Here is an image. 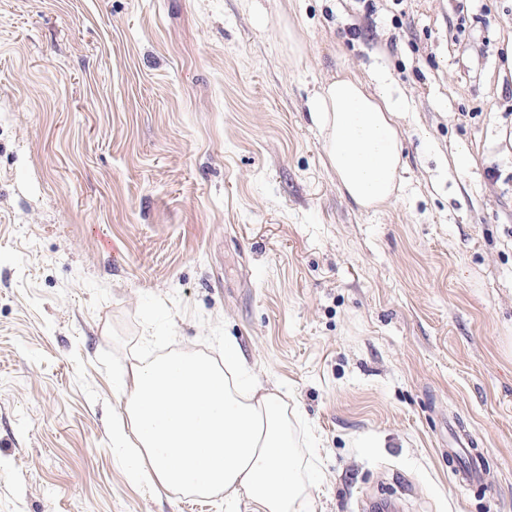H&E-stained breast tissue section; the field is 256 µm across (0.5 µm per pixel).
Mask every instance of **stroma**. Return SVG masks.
Wrapping results in <instances>:
<instances>
[{
  "label": "stroma",
  "mask_w": 512,
  "mask_h": 512,
  "mask_svg": "<svg viewBox=\"0 0 512 512\" xmlns=\"http://www.w3.org/2000/svg\"><path fill=\"white\" fill-rule=\"evenodd\" d=\"M341 69L399 106L381 210L310 116ZM228 340L314 512H512V0H0V512H250L112 444L132 361Z\"/></svg>",
  "instance_id": "35a3bbf8"
}]
</instances>
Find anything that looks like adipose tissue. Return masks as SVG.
I'll use <instances>...</instances> for the list:
<instances>
[{"label":"adipose tissue","mask_w":512,"mask_h":512,"mask_svg":"<svg viewBox=\"0 0 512 512\" xmlns=\"http://www.w3.org/2000/svg\"><path fill=\"white\" fill-rule=\"evenodd\" d=\"M313 118L325 161L361 209L387 206L399 189L402 128L397 105L383 92L339 72L316 93ZM225 345L224 364L173 355L133 362L122 382L134 442V475L170 490L225 500L247 496L253 512H291L304 482L282 415L277 388L239 367Z\"/></svg>","instance_id":"1"}]
</instances>
